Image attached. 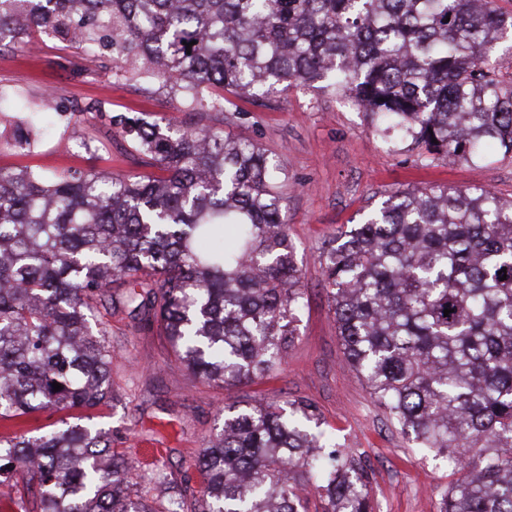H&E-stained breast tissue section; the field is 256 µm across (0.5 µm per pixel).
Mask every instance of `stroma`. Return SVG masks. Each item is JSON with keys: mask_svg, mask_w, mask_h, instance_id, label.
Segmentation results:
<instances>
[{"mask_svg": "<svg viewBox=\"0 0 512 512\" xmlns=\"http://www.w3.org/2000/svg\"><path fill=\"white\" fill-rule=\"evenodd\" d=\"M46 93L55 96L61 111L35 114ZM91 104L96 107L92 113L87 110ZM238 106L225 132L280 154L288 173V234L308 298L295 343L271 378L222 389L175 369L171 349L158 332L138 328L126 312L101 310L115 350L112 385L118 399L96 410L92 422L111 430L117 447L162 449L159 466L192 476L224 404L247 402L257 392L304 399L317 408L337 443L364 458L376 512H438L453 470L402 434L344 364L319 256L339 230L359 223L401 189L481 187L512 200V156L492 146L477 165L457 159L416 163L411 153L388 151L350 101L319 90L292 88L242 99ZM118 113L167 117L184 127L200 122L199 112L180 106L174 97L121 80L96 57L64 47L50 35H38L31 49L0 47V168H32L47 175L153 173V166L113 129ZM33 115L38 135L29 148H20L10 134Z\"/></svg>", "mask_w": 512, "mask_h": 512, "instance_id": "1", "label": "stroma"}]
</instances>
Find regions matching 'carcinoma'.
<instances>
[{
    "label": "carcinoma",
    "mask_w": 512,
    "mask_h": 512,
    "mask_svg": "<svg viewBox=\"0 0 512 512\" xmlns=\"http://www.w3.org/2000/svg\"><path fill=\"white\" fill-rule=\"evenodd\" d=\"M40 33L112 57L117 77L207 124L112 117L159 179L0 169V420L117 400L101 307L157 330L197 380L278 368L306 298L285 167L224 136L231 97L317 88L420 161L476 164L490 142L512 154V45L497 53L512 16L496 0H0V39ZM319 263L346 364L419 447L466 462L439 512H512V202L397 191ZM319 427L305 400L224 406L194 464L199 512H309L311 492L315 512H375L360 459ZM145 478L165 496H141ZM0 479L22 512H183L190 490L140 474L112 430L66 419L0 437Z\"/></svg>",
    "instance_id": "1"
}]
</instances>
